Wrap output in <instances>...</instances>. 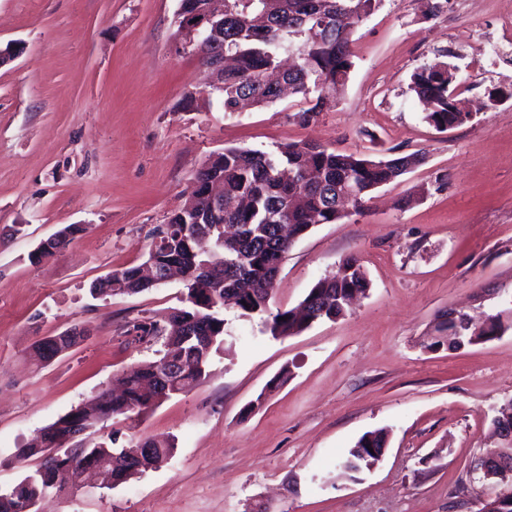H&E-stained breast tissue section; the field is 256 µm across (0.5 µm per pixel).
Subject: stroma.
<instances>
[{
    "mask_svg": "<svg viewBox=\"0 0 512 512\" xmlns=\"http://www.w3.org/2000/svg\"><path fill=\"white\" fill-rule=\"evenodd\" d=\"M180 0H0V492L37 466L18 448L40 429L155 360L131 326L180 307L181 280L93 298V281L141 263L196 171L227 147L274 152L313 140L341 153L423 162L377 188L363 214L295 240L271 308L297 306L349 257L371 287L336 320L273 338L224 313V350L190 392L78 436L87 447L173 443L162 467L126 483L63 487L38 512H480L472 467L499 449L493 419L512 404V62L476 70L507 0H381L353 29L336 105L309 123L294 99L225 111L178 30ZM457 69L473 117L438 131L411 91L422 65ZM83 232L44 262L32 251ZM499 316L504 331L432 346L448 311ZM82 331L48 363L36 343ZM383 429L372 467L343 461ZM82 231H83V227H81V226L67 225V226L63 227L62 229H60L56 233V235H55L56 238L54 236H52L46 240L41 241L40 244L35 249V253L42 260H44V259L50 257V256H47L49 253L55 252V250H56L55 245H56L57 249H59L61 246L65 245L70 240L71 237H73L74 235H76ZM56 240H57V244H56ZM34 255H35L34 253L33 254L31 253V259L33 261H35V260L40 261V258H35Z\"/></svg>",
    "mask_w": 512,
    "mask_h": 512,
    "instance_id": "stroma-1",
    "label": "stroma"
}]
</instances>
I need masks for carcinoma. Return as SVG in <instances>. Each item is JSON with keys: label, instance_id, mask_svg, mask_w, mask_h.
<instances>
[{"label": "carcinoma", "instance_id": "cac0c4a2", "mask_svg": "<svg viewBox=\"0 0 512 512\" xmlns=\"http://www.w3.org/2000/svg\"><path fill=\"white\" fill-rule=\"evenodd\" d=\"M378 0H224V19H216L208 37L233 57L224 69V87L210 90L224 110L241 104L262 108L279 99L266 80L280 66L281 56L294 54L299 68L287 70L283 81L301 97L296 116L303 122L321 100L335 102L343 93L353 66L352 21L361 20ZM455 74L446 63L424 66L413 74L411 90L430 106L426 120L439 131L459 126L468 118L461 100L450 89ZM420 162L417 154L374 160L338 153L314 143H293L275 153L226 147L213 153L197 173L186 205L164 225L161 243H151L139 265L105 275L125 293L147 289L148 271L176 267L185 276L184 306L169 318L180 332L165 336L154 323L135 324L138 340L163 338L160 357L130 374L121 393L100 392L90 403L59 417L42 430L40 440L18 449L17 458L39 459L9 491L0 494V512H22L54 488L61 469L88 480L91 459L104 453L116 457L112 484L155 469L167 461L171 444L144 439L132 449L71 448L68 441L114 416L139 414L156 404L157 396L187 393L207 377L212 354L224 348V310L235 308L243 317L260 316L274 337L294 336L311 320H333L344 314V291L364 294L370 281L355 258L343 260L336 271L320 278L301 303L306 314L269 306L280 265L293 240H284L279 224L292 226L301 237L314 224L342 218L341 195L354 213L364 209L367 196L393 182ZM224 192V217L207 205L211 183ZM383 431L362 436L349 452L358 471L367 462L361 451L382 447Z\"/></svg>", "mask_w": 512, "mask_h": 512}]
</instances>
